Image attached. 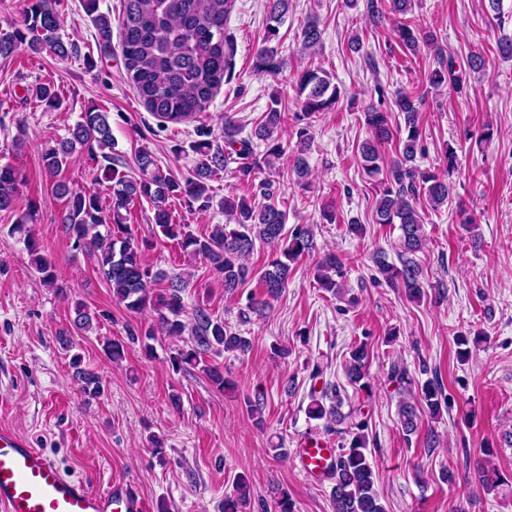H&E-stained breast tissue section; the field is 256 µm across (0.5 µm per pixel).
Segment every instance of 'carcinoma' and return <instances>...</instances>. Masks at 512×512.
<instances>
[{"label": "carcinoma", "instance_id": "1", "mask_svg": "<svg viewBox=\"0 0 512 512\" xmlns=\"http://www.w3.org/2000/svg\"><path fill=\"white\" fill-rule=\"evenodd\" d=\"M268 2L269 23L264 43L254 55V70L277 74L286 62L271 42L278 38L279 25L288 12L289 0ZM364 2L365 13L376 27L382 24L386 14L404 15L412 8V0ZM57 6L58 0H28L23 26L0 37V55L8 56L21 45L36 53L49 50L63 59L78 54L77 43L62 40ZM83 7L94 17L100 34L110 37L111 20L98 13V0H83ZM232 7L233 0H121L118 48L128 78L149 111L174 122L190 119L205 111L218 88L231 79L236 49L225 23ZM393 34L403 52L412 55L419 52L421 45L428 46L434 41L432 35L422 34L408 24L396 26ZM320 41L319 23L311 18L301 31L302 48L311 50ZM467 65L464 70L458 69L452 59L440 57L438 67L428 75L429 84L434 88L449 85L460 92L467 85L470 73L483 67L484 59L479 54H472ZM296 84L300 111L294 113V127L300 153L295 157L293 172L296 183L303 186L307 184L309 174L304 151L312 139L313 118L335 108L342 91L321 69L302 70L297 75ZM33 95L48 110H58L62 106L58 93L49 84L35 87ZM393 105V112L376 106L364 111L365 124L372 138L358 146V153L365 174L374 181L377 194L375 223L397 224L401 231L399 264L378 257L379 276L388 287L400 288L408 298L418 301L424 295L423 270L415 255L424 249L425 238L417 202L423 199L434 210L448 204L457 156L454 147L449 145L444 152V169L435 172L421 167L417 163V156L423 152L419 130L420 101L409 93H400ZM283 115L281 99L273 95L249 137H238L235 124L231 119H225L224 146L230 151L216 148L209 141L197 143L195 151L203 160L183 180L163 173L147 152L138 159L143 174L139 179L120 174L110 165L112 156L103 155L108 162L101 176V181L108 183L110 205L107 208L95 193L62 190L66 205L60 224L65 236L73 241V247L95 257L116 301L129 310L149 306L156 311L157 323L149 326L142 335L131 331L128 341L140 343L148 353L152 349L149 341L155 339L156 333L178 337L186 328H191V346L170 356L171 366L176 370L186 365L201 367L220 391L233 388V382L224 377V371L219 367L206 364L205 356L221 350L244 353L249 350L250 341L231 332L223 320L214 319L201 309L195 311L192 325H187L183 320L185 281L174 277L168 287H154L165 274L151 272L142 262L136 231L125 223L123 211L139 199L149 200L158 233L177 241L184 252L209 262L221 277L224 293L234 296L247 282L256 280L263 299L251 302V309L261 310L287 288L297 260L316 251L313 229L309 224L287 228L286 212L271 203L260 204L236 195H228L217 202L210 181L224 169L232 155L238 160L240 176L247 179L260 163L267 164L270 158L280 156L278 130ZM401 133L405 137L399 139V157L389 164L384 163L379 145ZM256 140L266 145L261 159L254 150ZM95 146L101 150L112 148V129L107 113L91 109L81 113L80 121L69 131L68 137L42 153L45 169L55 175L77 148ZM21 183V174L14 166L0 164V210L14 205ZM176 197L200 211L216 205L229 217L230 223L215 224L208 236L198 237L191 233L188 225L174 223L167 203ZM29 220L31 215H25L24 222L14 225L12 231L24 235L32 267L40 280L47 286L57 287L54 265L43 253L39 239L26 227ZM258 243L272 248V259L264 268L256 270L250 266L249 257ZM341 267L334 254L320 259L314 274L319 287L334 295L341 294L344 285ZM126 342L106 341L105 356L113 363L121 362L126 357ZM368 361L369 349L363 342L350 348L345 361L349 382L365 391L370 390ZM71 365L83 392L91 396L101 394L100 377L81 367L80 355H72ZM389 376L397 384L400 394L411 390L415 383L407 368L396 362L391 364ZM419 397L432 414L439 413L442 404L448 403V397L436 379L420 386ZM309 398L308 418L324 421L325 430L336 432L341 438L330 479L333 512H386L376 489L374 464L368 453V419L362 408L351 407L342 412L344 397L332 386L319 391L311 389ZM398 418L405 435L416 432L418 414L413 402L400 400ZM249 495L247 478L238 476L233 493L224 497V512H244Z\"/></svg>", "mask_w": 512, "mask_h": 512}]
</instances>
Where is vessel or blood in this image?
Segmentation results:
<instances>
[{"mask_svg":"<svg viewBox=\"0 0 512 512\" xmlns=\"http://www.w3.org/2000/svg\"><path fill=\"white\" fill-rule=\"evenodd\" d=\"M295 456L307 479L329 481L336 457L329 441L307 437ZM0 512H147V506L131 484L113 481L93 488L65 475L29 440L0 427Z\"/></svg>","mask_w":512,"mask_h":512,"instance_id":"1","label":"vessel or blood"}]
</instances>
